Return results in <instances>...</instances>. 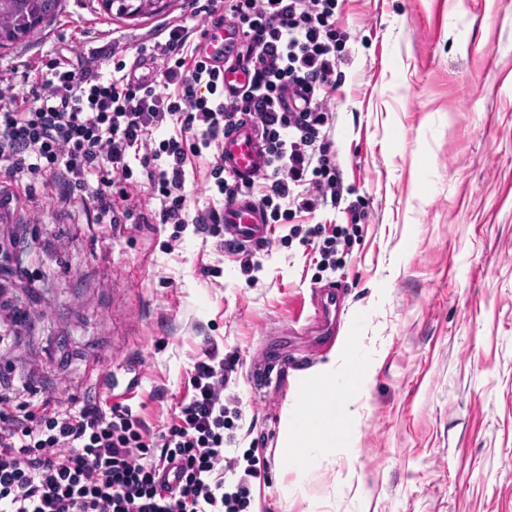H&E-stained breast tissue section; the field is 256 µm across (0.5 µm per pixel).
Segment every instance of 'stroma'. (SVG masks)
<instances>
[{
    "instance_id": "35a3bbf8",
    "label": "stroma",
    "mask_w": 512,
    "mask_h": 512,
    "mask_svg": "<svg viewBox=\"0 0 512 512\" xmlns=\"http://www.w3.org/2000/svg\"><path fill=\"white\" fill-rule=\"evenodd\" d=\"M173 20L202 25L192 0L141 17L62 0L37 37L0 47V78L31 98L52 61L93 63L116 40L133 62ZM336 26L332 142L359 211L291 223L351 228L343 265L319 271L275 224L252 276L225 237L119 232L25 180L0 255V297L25 321L0 379L36 404L124 399L155 428L214 343L241 411L224 455L263 466L246 512H512V0H338ZM213 164L188 162L189 208L221 206ZM266 356L288 357L287 381L254 382ZM331 362L365 369L340 403L347 444L295 460L284 424L317 414Z\"/></svg>"
}]
</instances>
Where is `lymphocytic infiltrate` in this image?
Wrapping results in <instances>:
<instances>
[{"mask_svg":"<svg viewBox=\"0 0 512 512\" xmlns=\"http://www.w3.org/2000/svg\"><path fill=\"white\" fill-rule=\"evenodd\" d=\"M205 15L240 35L252 70L242 92L226 95L219 65L185 55L195 31L172 21L137 49L138 58L161 61L164 90L121 62L110 78L88 64L53 62L48 93L24 101L12 81L1 80L0 168L17 182L53 178L64 206L75 204L76 191H90L99 216L115 224L134 216L216 237L221 210L187 208L188 155L219 149L225 134L249 122L267 167L259 181H241L216 159L211 175L225 203L255 198L270 224L339 204L344 187L329 107L344 47L336 0H209ZM171 123L179 135L158 139ZM138 184L159 200V211L134 197ZM232 369L218 348L207 349L187 394L156 431L121 402L36 412L22 395L0 394V512H242L258 471L224 457V384ZM174 462L181 483L173 488L159 473ZM228 470L240 474L231 491Z\"/></svg>","mask_w":512,"mask_h":512,"instance_id":"obj_1","label":"lymphocytic infiltrate"}]
</instances>
